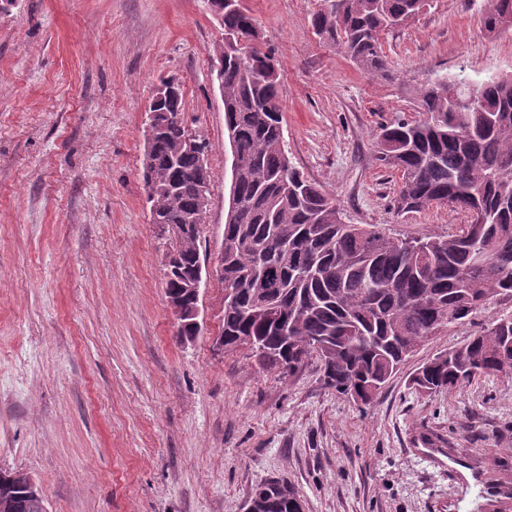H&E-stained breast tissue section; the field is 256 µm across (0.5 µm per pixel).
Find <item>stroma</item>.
<instances>
[{
  "label": "stroma",
  "instance_id": "obj_1",
  "mask_svg": "<svg viewBox=\"0 0 512 512\" xmlns=\"http://www.w3.org/2000/svg\"><path fill=\"white\" fill-rule=\"evenodd\" d=\"M487 0H428L384 35L392 79L365 75L310 26L318 0H245L278 60L292 164L351 224L394 238L455 231L446 207L404 216L379 128L420 119L445 77L512 76V31L481 28ZM222 30L206 0H16L0 9V468L36 479L48 512H243L259 483L291 484L305 512H475L481 485L410 455L420 435L512 488V373L419 394L410 378L473 322L414 351L374 403L326 388L315 364L280 375L224 350L212 278L194 341L177 336L142 180L146 107L161 79L209 145L200 252L216 256L232 179L211 80Z\"/></svg>",
  "mask_w": 512,
  "mask_h": 512
}]
</instances>
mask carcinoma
<instances>
[{
	"instance_id": "1",
	"label": "carcinoma",
	"mask_w": 512,
	"mask_h": 512,
	"mask_svg": "<svg viewBox=\"0 0 512 512\" xmlns=\"http://www.w3.org/2000/svg\"><path fill=\"white\" fill-rule=\"evenodd\" d=\"M426 0H341L322 7L310 25L369 76L387 78L382 35L415 17ZM224 34L246 39L217 48L218 86L224 91V127L233 169V215L224 222V350L247 347L263 369L294 373L319 361L324 384L345 396L351 388L382 389L408 357L437 331L469 322L497 302H512V78L475 87L446 78L419 92L422 118L396 121L376 136V159L400 172L393 200L399 214L449 202L453 211L483 212L481 224L447 235L394 238L374 224H348L324 189L290 162L285 150L279 74L274 52L262 41L249 9L224 8ZM488 34L512 29V0H488ZM462 95L448 101V90ZM184 92L149 107L166 122L151 147L142 178L150 215L181 224L205 212L210 190L199 178L196 151L180 118ZM201 233L174 245L189 274L200 259ZM272 291L291 320L288 337L262 315L244 312L255 294ZM420 366L410 383L422 393L452 391L482 375L512 371V315L489 321L461 345ZM256 512H293L275 493L254 501Z\"/></svg>"
}]
</instances>
